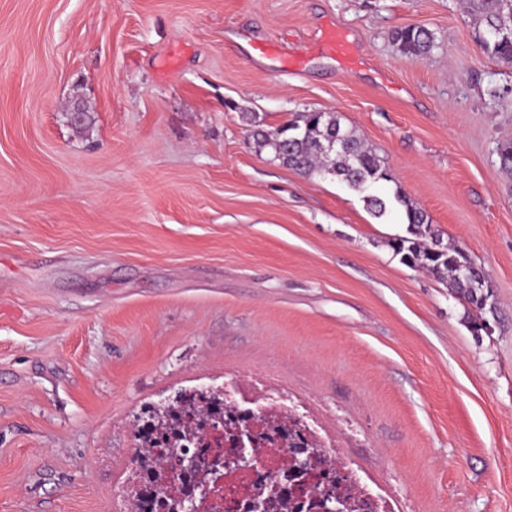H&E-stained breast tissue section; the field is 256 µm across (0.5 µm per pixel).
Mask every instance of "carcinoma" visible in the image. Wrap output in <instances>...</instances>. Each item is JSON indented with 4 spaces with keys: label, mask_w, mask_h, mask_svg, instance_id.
Instances as JSON below:
<instances>
[{
    "label": "carcinoma",
    "mask_w": 512,
    "mask_h": 512,
    "mask_svg": "<svg viewBox=\"0 0 512 512\" xmlns=\"http://www.w3.org/2000/svg\"><path fill=\"white\" fill-rule=\"evenodd\" d=\"M467 12L483 29L504 28L508 38L496 43H482L484 52L492 60L512 66V0H466ZM394 41L407 56L420 57L435 47L432 32L416 26L400 28L393 33ZM256 144L269 150L273 159L306 175L331 174L347 187L364 191L371 185L390 180L384 161L352 130L342 127L337 115L330 112H306L295 117L286 128L276 133L262 129L254 131ZM395 200L406 207L408 236L391 243L408 265L427 270L462 298L469 308L467 318L484 317L495 312L487 303L484 293L486 278L469 259L463 249L444 246L435 238L427 214L406 201L401 195ZM209 407L201 406L190 414L192 422L183 419V406L173 407L171 420L162 426L164 434L182 436L185 431L203 428V419L210 417ZM139 469L158 479L155 465L169 459L168 453L152 448L148 442L143 447Z\"/></svg>",
    "instance_id": "carcinoma-1"
}]
</instances>
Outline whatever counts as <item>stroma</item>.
Instances as JSON below:
<instances>
[{
  "label": "stroma",
  "mask_w": 512,
  "mask_h": 512,
  "mask_svg": "<svg viewBox=\"0 0 512 512\" xmlns=\"http://www.w3.org/2000/svg\"><path fill=\"white\" fill-rule=\"evenodd\" d=\"M479 31L461 0H0V512H117L144 410L254 372L413 512H512V66ZM312 111L484 271L486 327L394 252L402 206L259 150ZM394 41L407 56L420 57L429 53L435 47V37L432 32L423 27L408 26L393 33Z\"/></svg>",
  "instance_id": "obj_1"
}]
</instances>
